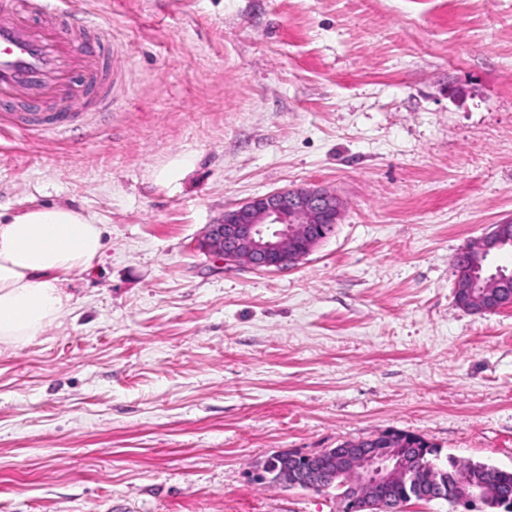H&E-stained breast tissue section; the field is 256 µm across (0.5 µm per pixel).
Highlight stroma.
I'll return each mask as SVG.
<instances>
[{
	"instance_id": "1",
	"label": "stroma",
	"mask_w": 512,
	"mask_h": 512,
	"mask_svg": "<svg viewBox=\"0 0 512 512\" xmlns=\"http://www.w3.org/2000/svg\"><path fill=\"white\" fill-rule=\"evenodd\" d=\"M56 4L110 23L116 99L0 112V212L75 208L106 249L0 353V512H338L248 474L389 429L511 470L512 309L458 307L452 259L512 224V0ZM313 185L344 209L297 268L198 249ZM193 168L194 162L191 156L178 155L156 169L153 177L157 184L165 185L184 178Z\"/></svg>"
}]
</instances>
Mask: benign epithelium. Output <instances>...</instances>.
Wrapping results in <instances>:
<instances>
[{"mask_svg":"<svg viewBox=\"0 0 512 512\" xmlns=\"http://www.w3.org/2000/svg\"><path fill=\"white\" fill-rule=\"evenodd\" d=\"M342 205L336 195L323 187L280 189L247 200L227 210L215 223L208 225L200 248L224 262L239 263L251 269L279 273L295 269L335 228L341 218ZM506 228L494 224L480 237L482 250L497 249ZM512 274L498 271L483 291L479 312L511 309L512 303L502 295L505 281ZM395 431L382 435L370 448H338L326 469L318 454L290 453L281 456L276 481L279 486L303 485L311 490L322 487L332 471H345L352 478L349 496L358 505L371 498L380 504L389 501L394 487L402 484L414 468L411 457L393 452ZM426 498L448 500V487L434 474L420 485Z\"/></svg>","mask_w":512,"mask_h":512,"instance_id":"benign-epithelium-1","label":"benign epithelium"}]
</instances>
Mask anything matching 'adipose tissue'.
<instances>
[{"label": "adipose tissue", "mask_w": 512, "mask_h": 512, "mask_svg": "<svg viewBox=\"0 0 512 512\" xmlns=\"http://www.w3.org/2000/svg\"><path fill=\"white\" fill-rule=\"evenodd\" d=\"M103 248L102 226L68 207L0 219V346L42 335L72 299L64 289L69 276L88 270Z\"/></svg>", "instance_id": "adipose-tissue-1"}]
</instances>
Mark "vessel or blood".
<instances>
[{
    "label": "vessel or blood",
    "instance_id": "vessel-or-blood-1",
    "mask_svg": "<svg viewBox=\"0 0 512 512\" xmlns=\"http://www.w3.org/2000/svg\"><path fill=\"white\" fill-rule=\"evenodd\" d=\"M84 39L94 41L96 53L77 51ZM111 57L112 39L102 23L87 16L73 19L47 0H0V104L36 87L70 104L71 82L78 77L99 109L111 110L112 79L104 71Z\"/></svg>",
    "mask_w": 512,
    "mask_h": 512
}]
</instances>
